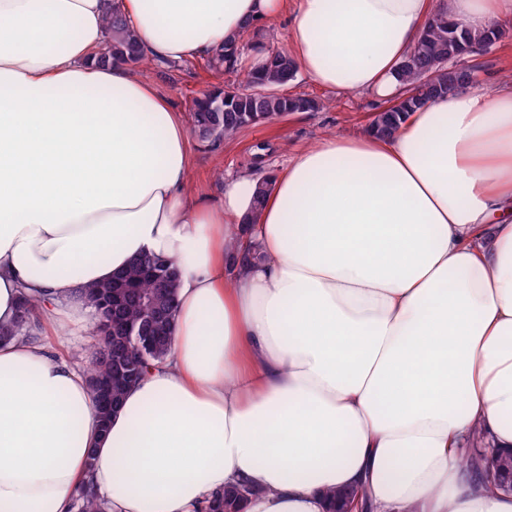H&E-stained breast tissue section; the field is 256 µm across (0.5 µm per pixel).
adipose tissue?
<instances>
[{"instance_id": "ef3b65f1", "label": "adipose tissue", "mask_w": 512, "mask_h": 512, "mask_svg": "<svg viewBox=\"0 0 512 512\" xmlns=\"http://www.w3.org/2000/svg\"><path fill=\"white\" fill-rule=\"evenodd\" d=\"M120 14L149 59L211 56L287 18L299 69L379 101L440 13L478 34L512 0H0V512H512L462 463L512 453V80L430 99L382 135H326L219 206L191 195L185 118L97 60ZM255 241L263 258L245 259ZM177 272L173 346L101 428L51 334L88 328V286L141 255ZM35 309L36 305L29 300L22 302L15 325L11 328L1 329L0 338L13 336L15 333H23V335L29 338H35L31 334ZM254 490V486L249 483L224 488L222 492L212 495L208 505V512H240L242 502ZM74 509L77 512H108L111 508L107 502L97 495L93 486L83 485L79 489ZM359 494H365L363 488H351L348 490H334L330 493V506L329 511H335L340 510L341 508H344V504L347 500L359 495ZM362 507L361 501H359V498L353 500L350 504L346 505L344 508V511L346 512H353L356 511L355 509Z\"/></svg>"}]
</instances>
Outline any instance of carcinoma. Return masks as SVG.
Returning a JSON list of instances; mask_svg holds the SVG:
<instances>
[{
  "label": "carcinoma",
  "mask_w": 512,
  "mask_h": 512,
  "mask_svg": "<svg viewBox=\"0 0 512 512\" xmlns=\"http://www.w3.org/2000/svg\"><path fill=\"white\" fill-rule=\"evenodd\" d=\"M117 17L110 18V33L107 46L99 55L104 64L114 61L137 63L143 60L139 45L128 34L118 32ZM250 35L245 30L241 40L224 46V53L209 60L213 69H232L240 54L242 39ZM505 36V31L493 27L481 35H472L448 25L443 14L434 16L418 40L412 52L403 61L400 70L403 81L410 85V95L398 103L376 113L369 126L380 132L390 133L415 108L429 99L446 94L458 85L469 81L470 74L449 66V60L468 54L473 49H489ZM298 72L293 59L284 52H272L262 72L247 74L248 89L239 91L233 87L206 94L193 100L191 132L202 141L231 137L241 129L270 122L290 112H308L315 107L312 100L285 97L276 89L292 81ZM121 288L110 284H98L88 288L87 295L96 301V324L94 332L97 342L92 347L81 349L87 362V374L93 390L99 382L112 379L110 401L97 405L102 427H107L112 415V406L119 403L128 387L126 380L114 377L125 372L136 374L141 379L153 363L163 360L172 350L173 315L177 291V274L156 257L144 255L137 259L120 277ZM36 305L22 302L16 323L11 328L1 329L0 338L21 333L31 336ZM116 323L110 336L102 335L103 320ZM135 327L143 330L149 349L142 351L135 344V337L128 336L125 329ZM467 462L476 463L485 487L501 490L512 482V456L496 458L471 457ZM254 492V486L242 483L212 495L208 512H241V504ZM364 493L362 488L334 490L330 493L331 512L344 507L347 500ZM74 509L76 512H110V506L97 495L93 486L83 485L79 489Z\"/></svg>",
  "instance_id": "obj_1"
}]
</instances>
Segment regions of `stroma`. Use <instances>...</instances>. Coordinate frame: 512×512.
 I'll list each match as a JSON object with an SVG mask.
<instances>
[{
  "label": "stroma",
  "mask_w": 512,
  "mask_h": 512,
  "mask_svg": "<svg viewBox=\"0 0 512 512\" xmlns=\"http://www.w3.org/2000/svg\"><path fill=\"white\" fill-rule=\"evenodd\" d=\"M505 39L486 53L467 57V65L478 71L477 83L494 89L512 79V22L505 23ZM144 80L153 84L179 111H189L194 98L225 85H240L241 71H217L207 59L177 63L148 62L134 67ZM282 94L313 99L310 112H291L259 126L243 129L229 139L216 142L193 140L195 163L190 187L195 196L218 203L224 182L239 173L265 177L269 170L287 165L300 149L328 134L353 136L374 118L381 105L365 94L334 93L324 90L305 73L282 87Z\"/></svg>",
  "instance_id": "stroma-1"
}]
</instances>
